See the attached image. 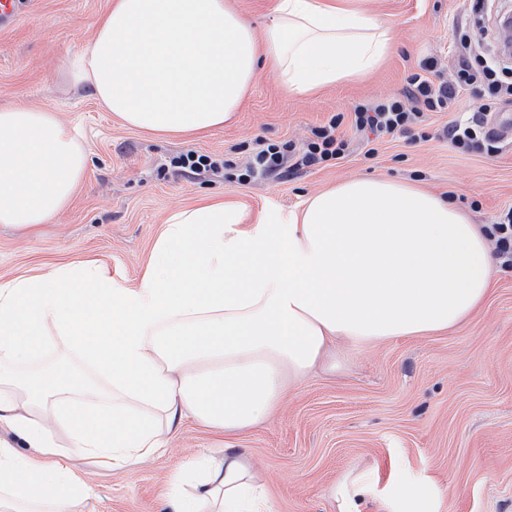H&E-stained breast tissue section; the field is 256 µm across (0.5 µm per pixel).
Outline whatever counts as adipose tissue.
<instances>
[{"instance_id": "adipose-tissue-1", "label": "adipose tissue", "mask_w": 512, "mask_h": 512, "mask_svg": "<svg viewBox=\"0 0 512 512\" xmlns=\"http://www.w3.org/2000/svg\"><path fill=\"white\" fill-rule=\"evenodd\" d=\"M393 46L366 0H273L256 31L225 0H116L69 57L75 85L126 127H223L260 75L312 94L373 71ZM87 156L57 114L0 109V224L38 233L71 202ZM488 227L414 184L360 177L244 223L205 199L164 220L135 287L75 260L0 280V512H75L93 497L72 454L124 468L197 422L259 425L334 342L432 336L489 297ZM62 342L99 382L33 363ZM165 512H275L245 452L177 467Z\"/></svg>"}]
</instances>
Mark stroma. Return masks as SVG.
<instances>
[{
    "mask_svg": "<svg viewBox=\"0 0 512 512\" xmlns=\"http://www.w3.org/2000/svg\"><path fill=\"white\" fill-rule=\"evenodd\" d=\"M111 2L24 0L16 24L0 31V108L28 102L51 109L87 155L80 189L39 234L0 224V278L98 258L120 283L135 285L168 213L205 196L234 198L250 215L288 211L340 181L382 176L421 182L477 224L512 206V145L495 156L461 153L442 135L477 109L469 90L450 110L427 113V139L397 135L371 144L346 120L339 131L349 148L339 164L236 180L258 140L302 145L333 115L401 95L424 58L436 57L451 75L455 30L472 20L469 0H369L394 35L374 71L311 96L261 77L234 117L202 136L130 129L74 86L66 61L89 42ZM188 151L222 166L181 175L173 161ZM228 446L246 450L276 512H339L334 490L353 478L367 486L359 512H406L393 495L400 484L418 491L416 512H512V268L498 269L483 308L453 330L338 347L335 371L312 374L259 426L228 438L188 421L168 448L132 468L75 458L76 473L96 491L84 512H160L181 461Z\"/></svg>",
    "mask_w": 512,
    "mask_h": 512,
    "instance_id": "1",
    "label": "stroma"
}]
</instances>
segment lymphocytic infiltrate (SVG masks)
<instances>
[{"instance_id":"1","label":"lymphocytic infiltrate","mask_w":512,"mask_h":512,"mask_svg":"<svg viewBox=\"0 0 512 512\" xmlns=\"http://www.w3.org/2000/svg\"><path fill=\"white\" fill-rule=\"evenodd\" d=\"M487 35L485 26H462L457 30L458 66L451 80L436 77L437 61L424 58L418 70L407 78L404 95L360 103L353 109L352 126L357 132L376 138L402 134L413 136L423 120L424 112H441L450 108L458 93L466 88H479L481 104L468 119L450 124L445 135L454 149L461 153L499 152L501 143L487 130L488 113L512 104V66L500 56L481 49ZM342 115L333 116L325 125L316 127L302 147L292 143L262 144L253 154L249 174H284L287 166L300 169L330 166L345 157L348 142L338 129Z\"/></svg>"}]
</instances>
